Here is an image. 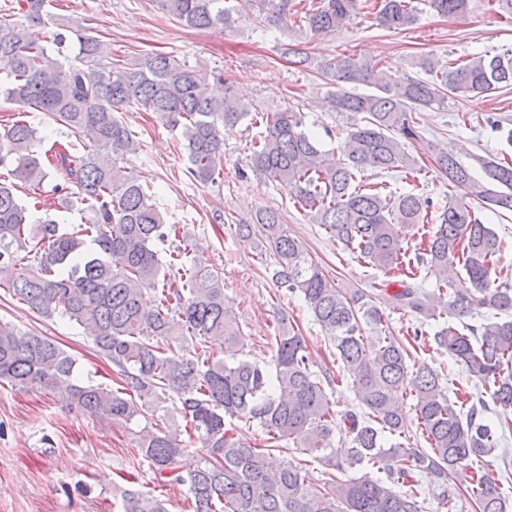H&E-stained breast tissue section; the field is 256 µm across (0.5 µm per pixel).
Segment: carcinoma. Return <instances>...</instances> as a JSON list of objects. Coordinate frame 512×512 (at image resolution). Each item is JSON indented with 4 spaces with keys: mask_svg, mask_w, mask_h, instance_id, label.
<instances>
[{
    "mask_svg": "<svg viewBox=\"0 0 512 512\" xmlns=\"http://www.w3.org/2000/svg\"><path fill=\"white\" fill-rule=\"evenodd\" d=\"M162 10L184 27L232 29L243 16L278 27L288 19L306 23L315 34L343 29L359 14L360 0H319L300 12L294 0H158ZM439 16L467 12L469 0H425ZM53 0H16L0 8V96L24 113L40 112L75 137L85 135L75 152L62 151L56 170L65 185L53 187L55 206L74 205L87 221L61 229L36 213L46 206L39 195L50 176L35 150L37 130L25 120L0 123V289L26 303L43 318L59 316L76 323L97 353L117 368L112 384L81 385L73 380L76 360L48 338L0 321V382L38 385L64 403L126 425L145 420L134 432L133 454L148 461L161 485H185L191 512H423L425 475L443 500L451 475L460 466L478 469L467 492L477 512H509L512 501L499 479L481 465L497 445L485 422L488 404L497 409L500 428L512 427V287L492 273L502 257L496 232L484 224L470 198L499 215L512 213V163L477 159L482 176L455 154L431 147L434 168L463 197L435 202L408 192L384 194L355 183L357 175L414 170L417 160L405 151L421 130L415 114L448 107L450 98L484 95L512 87V51L491 58L442 62L421 57L416 67L426 78L388 74L377 63L344 51L315 60L298 44L284 48L292 63L313 67L336 87L327 104L334 112L361 115L337 132L338 151L322 149L303 130L302 115L291 108L267 110L264 131L252 144L250 166L273 181L288 183L312 223L357 258L386 274L406 277L419 270L436 279L428 295L398 282L396 299L424 319L440 313L447 320L431 336L480 386L477 397L457 404L444 391L438 372L407 364L409 350L384 330L383 316L361 289L339 287L292 236L281 212L260 208L235 222L240 240L274 257L271 278L278 287L303 297L314 320L336 350V361L352 380L361 412L336 423L324 384L328 370L312 371L309 346L288 318L277 321L272 364L240 357L241 331L224 296V275L183 257L199 249L184 235L164 258L173 226L167 223L152 186L127 166V156L142 143L115 113L132 105L159 114L180 129L188 173L202 184L224 181V132L248 118L250 109L223 74L192 67L162 53L125 61L112 44L74 28L49 11ZM413 0H378L376 25L406 31L418 17ZM52 22L57 52L74 47L63 64L30 32V24ZM374 87L371 94L348 89ZM34 197L25 204L18 189ZM435 224L408 257L402 230ZM160 291L150 306L146 295ZM505 315L478 327L464 319L483 312ZM377 335H365L366 328ZM468 333H463L461 328ZM224 345V354L205 350L207 340ZM415 401L427 448H405L387 436L405 433L404 396ZM177 399L185 429L171 423L166 404ZM256 421L269 436L261 448L244 442L225 418ZM346 430L349 452L375 468L359 477L323 485L307 484L302 467L274 462V443L292 441L317 454L328 469L339 467L336 434ZM201 444L197 467L180 464L187 451L182 434ZM118 512H168L166 502L138 489L121 493Z\"/></svg>",
    "mask_w": 512,
    "mask_h": 512,
    "instance_id": "carcinoma-1",
    "label": "carcinoma"
}]
</instances>
